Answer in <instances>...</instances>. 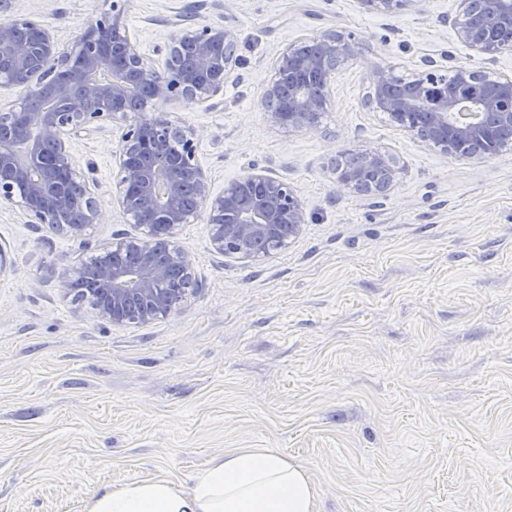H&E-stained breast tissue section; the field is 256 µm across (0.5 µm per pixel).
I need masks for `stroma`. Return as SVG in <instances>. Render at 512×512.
Instances as JSON below:
<instances>
[{"label":"stroma","mask_w":512,"mask_h":512,"mask_svg":"<svg viewBox=\"0 0 512 512\" xmlns=\"http://www.w3.org/2000/svg\"><path fill=\"white\" fill-rule=\"evenodd\" d=\"M458 0L398 15L359 0H123L156 56L183 28L236 37L217 107L164 103L193 131L213 192L256 169L287 181L308 222L288 249L217 253L205 219L178 242L196 290L168 317L113 326L62 286L65 270L137 235L111 201L121 129L73 141L102 203L87 245L0 203V512H87L109 488L190 485L227 448H270L309 474L317 512H512V150L444 154L365 106L373 64L414 76L435 61L512 77L456 35ZM112 0H0L61 47ZM336 31L338 67L316 131L271 125L262 95L280 51ZM384 150L404 173L385 194L340 193L336 160Z\"/></svg>","instance_id":"stroma-1"}]
</instances>
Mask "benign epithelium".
Here are the masks:
<instances>
[{
    "instance_id": "7a95c632",
    "label": "benign epithelium",
    "mask_w": 512,
    "mask_h": 512,
    "mask_svg": "<svg viewBox=\"0 0 512 512\" xmlns=\"http://www.w3.org/2000/svg\"><path fill=\"white\" fill-rule=\"evenodd\" d=\"M360 2L369 11L396 15L416 10L422 0ZM487 11L512 24V0H460L455 29L471 49L493 58L505 44L498 33L480 26ZM235 44L234 33L223 26L196 27L171 41L161 69L126 31L116 0L112 12L79 36L73 51L61 48L52 32L34 20L0 24V61L11 62L8 72L0 70V85L25 90L21 102L0 113V123L16 120L28 141L21 164L0 135L1 201L18 204L30 224H46L63 237L85 242L102 209L77 181L71 141L106 122L122 128L112 199L142 236L113 242L95 255L106 294L91 307L94 317L113 325L147 324L178 308L180 303L158 285L174 274L193 280L191 256L177 235L202 211L214 249L226 256L260 258L261 241L284 249L307 223L304 204L290 184L261 171L213 193L196 161L193 133L156 108L174 99L214 106L237 67L235 55L228 53ZM359 51L353 35L336 32L317 38L311 51L283 49L275 60V78L263 93L270 123L316 130L336 59ZM455 74V87L432 101L425 97L426 86L441 77L437 69H426L397 89L392 70L376 66V100L404 131L443 153L456 154L457 140L511 150L512 135L499 133L512 131V111H503L512 104V77L497 78L492 91L480 95L476 88L489 78L485 71L459 66ZM174 140L180 143L176 151L169 149ZM356 162L341 170L338 191L362 188L368 171H382L389 185L401 174L396 158L385 151H364Z\"/></svg>"
}]
</instances>
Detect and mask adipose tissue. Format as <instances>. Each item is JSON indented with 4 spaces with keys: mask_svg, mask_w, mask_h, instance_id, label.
Masks as SVG:
<instances>
[{
    "mask_svg": "<svg viewBox=\"0 0 512 512\" xmlns=\"http://www.w3.org/2000/svg\"><path fill=\"white\" fill-rule=\"evenodd\" d=\"M88 512H316L305 469L269 448H230L190 487L157 479L97 493Z\"/></svg>",
    "mask_w": 512,
    "mask_h": 512,
    "instance_id": "1",
    "label": "adipose tissue"
}]
</instances>
